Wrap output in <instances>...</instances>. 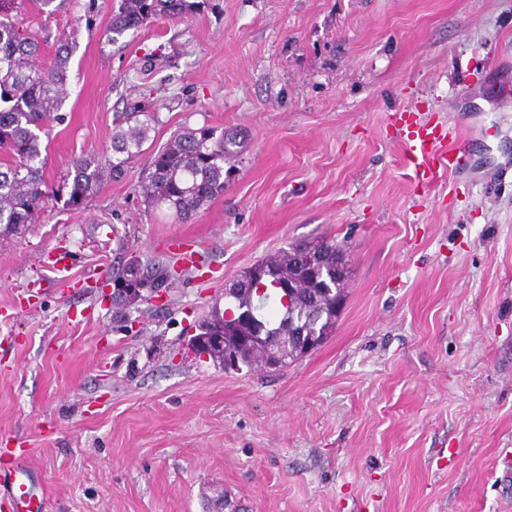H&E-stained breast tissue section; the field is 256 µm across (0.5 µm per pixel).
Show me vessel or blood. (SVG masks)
I'll return each mask as SVG.
<instances>
[{
  "label": "vessel or blood",
  "instance_id": "obj_1",
  "mask_svg": "<svg viewBox=\"0 0 512 512\" xmlns=\"http://www.w3.org/2000/svg\"><path fill=\"white\" fill-rule=\"evenodd\" d=\"M394 126L406 146L414 178L424 185H432L439 172L458 168L464 152L458 141L452 140L448 127L417 120L414 112L396 113ZM24 465H16L1 477L10 488L7 500L13 512H43L44 499L26 482Z\"/></svg>",
  "mask_w": 512,
  "mask_h": 512
}]
</instances>
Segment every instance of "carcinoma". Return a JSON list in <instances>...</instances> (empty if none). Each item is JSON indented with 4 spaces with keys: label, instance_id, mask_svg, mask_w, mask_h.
Returning <instances> with one entry per match:
<instances>
[{
    "label": "carcinoma",
    "instance_id": "cac0c4a2",
    "mask_svg": "<svg viewBox=\"0 0 512 512\" xmlns=\"http://www.w3.org/2000/svg\"><path fill=\"white\" fill-rule=\"evenodd\" d=\"M25 0H0V149L9 157L0 165V234H8L36 220L40 204L47 196L45 176L47 156L43 155L41 133L49 123L59 119L58 111L65 98L69 58L74 49L69 39L60 41L56 56L47 66L36 59L42 39L32 26L20 27ZM196 4L191 0H120L112 14L105 36L113 41L127 31H137L156 17L181 19ZM148 127L136 124L112 133V157L104 160L78 158L71 164L72 177L64 204L80 210L90 196L102 186L106 174L114 176L142 152ZM227 156L224 136L201 127L172 138L151 157L150 172L142 186L148 206L174 211L183 221L192 219L212 200L224 193V158ZM296 262L289 249L280 250L245 270L248 286L235 294L224 293L230 308L248 313L245 322L225 320L226 310L216 302L200 321L204 335L224 331V350L215 347L210 359L226 371L253 369L246 339L268 336L275 343L288 344V360L293 362L320 346L333 332L345 298L347 277L331 282L327 273L318 272L307 278L315 292L328 287L333 298L325 299L323 316L318 325L296 339L301 313L308 310L303 290H293V308L282 301L274 285V277L288 273ZM143 278L158 287L171 279L170 266L144 265Z\"/></svg>",
    "mask_w": 512,
    "mask_h": 512
}]
</instances>
